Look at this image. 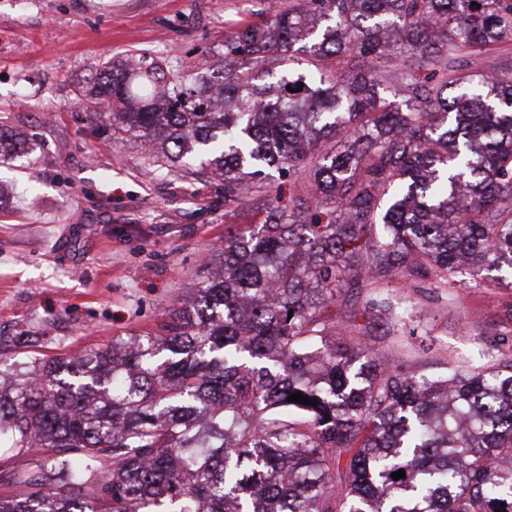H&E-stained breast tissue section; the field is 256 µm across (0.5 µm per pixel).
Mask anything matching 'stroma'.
<instances>
[{
    "instance_id": "35a3bbf8",
    "label": "stroma",
    "mask_w": 512,
    "mask_h": 512,
    "mask_svg": "<svg viewBox=\"0 0 512 512\" xmlns=\"http://www.w3.org/2000/svg\"><path fill=\"white\" fill-rule=\"evenodd\" d=\"M288 0H0V123L21 146L0 164V340L18 357L65 356L147 335L219 263L229 205L207 172H167L139 139H116L79 101L107 60L147 50L185 73L222 66L239 21L262 22ZM443 306L412 296L407 334L376 341L381 357L419 372L476 363L497 342L505 292L460 288Z\"/></svg>"
}]
</instances>
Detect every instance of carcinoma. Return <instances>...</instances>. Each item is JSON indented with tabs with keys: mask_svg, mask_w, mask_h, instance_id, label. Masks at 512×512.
Instances as JSON below:
<instances>
[{
	"mask_svg": "<svg viewBox=\"0 0 512 512\" xmlns=\"http://www.w3.org/2000/svg\"><path fill=\"white\" fill-rule=\"evenodd\" d=\"M511 40L512 0H288L220 70L107 62L78 97L113 134L265 217L157 333L0 357V512H512V342L426 374L369 339L414 291L512 290V77L481 59Z\"/></svg>",
	"mask_w": 512,
	"mask_h": 512,
	"instance_id": "1",
	"label": "carcinoma"
}]
</instances>
